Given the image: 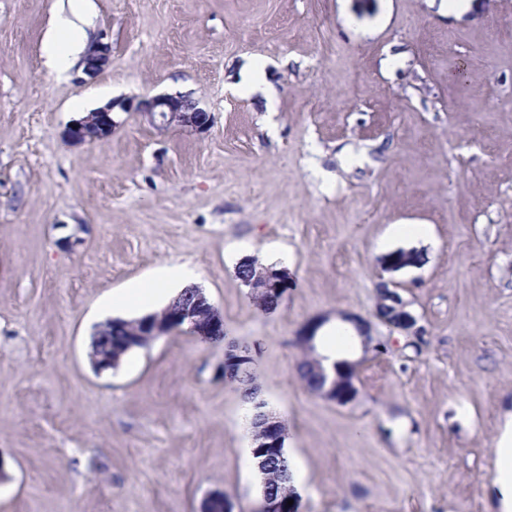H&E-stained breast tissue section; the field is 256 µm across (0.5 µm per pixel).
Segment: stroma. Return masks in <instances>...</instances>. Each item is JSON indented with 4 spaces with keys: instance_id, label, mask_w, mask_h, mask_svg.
<instances>
[{
    "instance_id": "obj_1",
    "label": "stroma",
    "mask_w": 512,
    "mask_h": 512,
    "mask_svg": "<svg viewBox=\"0 0 512 512\" xmlns=\"http://www.w3.org/2000/svg\"><path fill=\"white\" fill-rule=\"evenodd\" d=\"M112 48L46 63L68 0H0V512H255L246 404L223 343L174 330L90 362L113 294L171 264L254 343L286 423L300 512H498L512 410V0H89ZM257 67L274 111L241 82ZM183 94L207 133L120 112L71 145L77 106ZM420 264L389 269L397 250ZM287 268L276 311L236 266ZM388 284L419 335L375 320ZM372 322L361 349L337 318ZM357 363L355 402L312 393L310 322ZM110 60L111 46L97 40L90 45L87 55L84 57L83 73L90 79L95 78L109 65Z\"/></svg>"
}]
</instances>
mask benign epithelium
Masks as SVG:
<instances>
[{
	"mask_svg": "<svg viewBox=\"0 0 512 512\" xmlns=\"http://www.w3.org/2000/svg\"><path fill=\"white\" fill-rule=\"evenodd\" d=\"M111 46L95 41L88 49L82 66L83 73L90 79L100 74L110 63ZM141 112L153 125L159 128H188L198 134L210 129L211 117L207 111L188 95H159L139 101L114 99L87 116L74 120L66 128L64 137L75 145L93 143L112 133L116 125L113 112ZM419 257L411 251L395 252L389 256L388 264L393 269H402L418 263ZM291 276L283 269L279 273L264 272L253 278L243 280L251 290V296L263 300L267 296L279 293ZM187 319L189 329L196 335L214 339V335L224 332V319L207 300L200 289L195 288L180 294L167 306L165 315L145 322L143 335L154 339L174 330V323ZM376 318L397 328L408 335H419L417 319L407 309L400 295L387 285L379 288ZM344 320L352 323L357 338L366 347L373 341L370 335L371 323L359 316L347 314ZM92 362L98 369H112L117 361L112 355V341L106 340L92 346ZM316 395L337 404L347 405L354 402L358 395L354 378L347 375L337 376L332 382L316 392ZM250 421L260 426V441L255 443L252 454L262 474L261 498L256 512H299V494L292 484L293 464L290 457L282 451L285 436L284 422L272 410L266 408V402L256 398L251 402ZM293 505H287L288 500ZM203 512H232L230 502L222 494L209 497Z\"/></svg>",
	"mask_w": 512,
	"mask_h": 512,
	"instance_id": "7a95c632",
	"label": "benign epithelium"
}]
</instances>
